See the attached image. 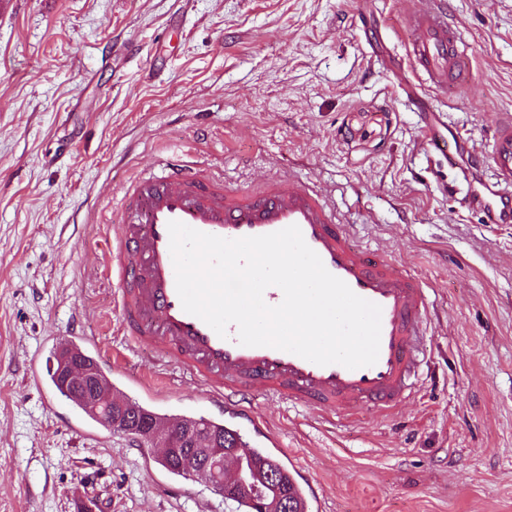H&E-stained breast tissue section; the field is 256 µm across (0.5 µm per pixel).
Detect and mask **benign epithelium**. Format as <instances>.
<instances>
[{
  "label": "benign epithelium",
  "instance_id": "benign-epithelium-1",
  "mask_svg": "<svg viewBox=\"0 0 512 512\" xmlns=\"http://www.w3.org/2000/svg\"><path fill=\"white\" fill-rule=\"evenodd\" d=\"M60 370L64 372L65 384L87 390L86 401L103 421L111 424L112 392L96 381L93 372L79 362L67 358L58 359ZM147 437L160 445L161 454L172 452L167 439V425H157L146 432ZM183 472L188 477L200 476L207 480L220 495L251 492L260 488V479L248 465L246 456L238 449L226 448L220 452L210 447L209 442L200 437L186 458Z\"/></svg>",
  "mask_w": 512,
  "mask_h": 512
}]
</instances>
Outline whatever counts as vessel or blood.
Wrapping results in <instances>:
<instances>
[{"label": "vessel or blood", "mask_w": 512, "mask_h": 512, "mask_svg": "<svg viewBox=\"0 0 512 512\" xmlns=\"http://www.w3.org/2000/svg\"><path fill=\"white\" fill-rule=\"evenodd\" d=\"M406 25L402 60L415 77L412 94L447 92L468 65L469 49L446 0H430L429 7L410 12ZM426 129L428 151L448 156L449 168H456L458 140L440 134L435 123ZM468 157L465 207L483 223L512 224V116L496 124L489 150L472 146ZM124 197L128 219L114 226L104 243L118 332L130 346H150L161 365L198 381L203 400L251 415L263 395L318 415L349 416L362 408L388 415L413 395L424 364L420 338L428 290L401 264L357 245L351 225L337 220L320 191L277 177L254 190L233 188L176 156L159 172L129 181ZM173 220L226 239L298 226L331 274L381 307L377 363L351 370L271 347L244 346L233 325L218 336L182 307L169 247Z\"/></svg>", "instance_id": "b4317fda"}]
</instances>
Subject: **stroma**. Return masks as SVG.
<instances>
[{
  "label": "stroma",
  "instance_id": "stroma-1",
  "mask_svg": "<svg viewBox=\"0 0 512 512\" xmlns=\"http://www.w3.org/2000/svg\"><path fill=\"white\" fill-rule=\"evenodd\" d=\"M447 2L472 63L442 109L485 150L512 113V0ZM419 4L0 0V512H236L28 377L73 336L120 344L99 242L125 185L187 150L233 186H319L362 247L429 288L426 364L393 414L322 420L257 397L318 487L309 512H512V224L460 208L408 73L382 59ZM122 365L118 394L211 417L149 351Z\"/></svg>",
  "mask_w": 512,
  "mask_h": 512
}]
</instances>
